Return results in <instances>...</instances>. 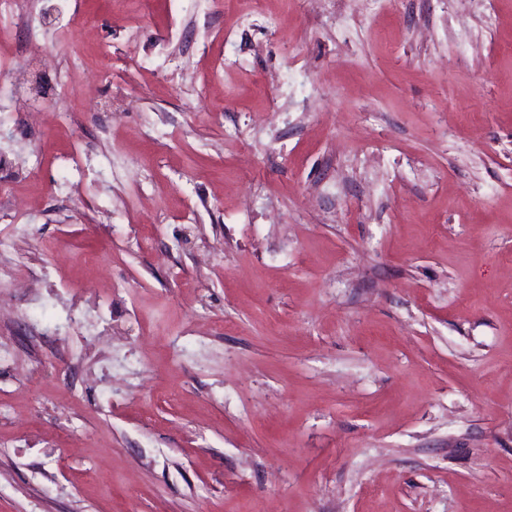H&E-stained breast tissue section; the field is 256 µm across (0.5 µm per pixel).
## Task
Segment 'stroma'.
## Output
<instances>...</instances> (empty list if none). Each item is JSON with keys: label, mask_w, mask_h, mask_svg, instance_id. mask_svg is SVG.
Returning a JSON list of instances; mask_svg holds the SVG:
<instances>
[{"label": "stroma", "mask_w": 512, "mask_h": 512, "mask_svg": "<svg viewBox=\"0 0 512 512\" xmlns=\"http://www.w3.org/2000/svg\"><path fill=\"white\" fill-rule=\"evenodd\" d=\"M0 70V512H512V0H0Z\"/></svg>", "instance_id": "stroma-1"}]
</instances>
